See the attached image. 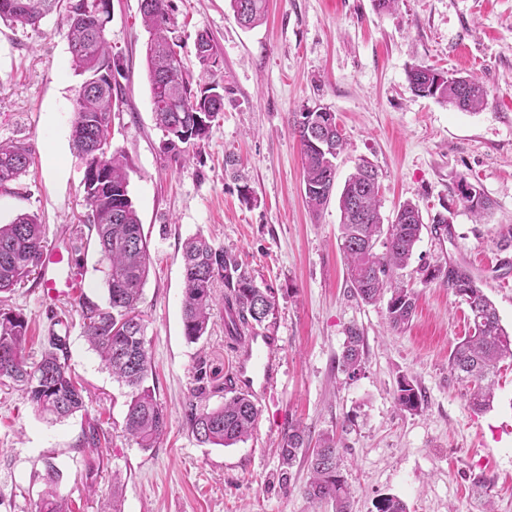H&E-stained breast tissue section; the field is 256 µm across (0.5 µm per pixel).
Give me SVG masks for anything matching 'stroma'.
I'll return each instance as SVG.
<instances>
[{"mask_svg":"<svg viewBox=\"0 0 512 512\" xmlns=\"http://www.w3.org/2000/svg\"><path fill=\"white\" fill-rule=\"evenodd\" d=\"M171 7L188 69L199 70L194 42L205 29L224 76L223 112L181 158L166 150L155 125L140 0H112L106 27L121 60L111 144L128 161L129 196L150 251L139 305L152 358L147 384L169 417L166 433L146 450L123 431L127 388L83 337L82 304L106 307L108 294L85 221L84 165L72 148L81 79L70 66L63 15L36 29L0 23V143L22 141L33 154L25 175L0 186V222L37 216L46 248L68 249L86 284L81 298L51 301L36 272L0 296V306L27 317L31 362L49 336L63 337L66 362L87 389L83 411L52 421L0 383V512H35L48 459L73 512H99L114 496L121 512H334L332 503L305 497V467L280 475L277 446L292 426L336 436L351 512H375L387 495L408 512H512V359L499 364L490 408L473 412L471 384L448 365L454 344L471 331L469 308L420 271L467 266L512 333V248H500L512 232V0H399L384 13L372 0H269L266 19L249 29L236 22L229 0H171ZM416 65L478 76L486 106L461 112L415 95L407 73ZM316 107L335 113L345 140L337 184L365 159L380 174L384 219L409 201L424 220H448L446 239L423 232L396 272L416 297L404 327L391 328L386 301L367 304L351 292L337 202L317 215L306 204L300 144L288 120ZM230 155L237 165L226 164ZM464 181L493 200L485 217L464 207ZM243 185L250 199L242 198ZM197 234L253 269L276 300L268 333L277 381L257 400L247 440L226 448L200 443L190 427L192 412L223 402L243 350L224 330L220 301L199 341L184 335L181 246ZM352 325L363 333L364 354L351 378L337 359ZM403 375L425 397L420 412L395 400ZM91 431L99 448L84 443ZM481 473L492 480L485 493L472 485Z\"/></svg>","mask_w":512,"mask_h":512,"instance_id":"stroma-1","label":"stroma"}]
</instances>
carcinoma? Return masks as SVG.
I'll list each match as a JSON object with an SVG mask.
<instances>
[{
    "mask_svg": "<svg viewBox=\"0 0 512 512\" xmlns=\"http://www.w3.org/2000/svg\"><path fill=\"white\" fill-rule=\"evenodd\" d=\"M229 2L244 27L254 26L265 17L267 0ZM111 7L112 0H0V20L35 29L51 13L59 9L65 12L71 67L84 77L75 103L72 145L85 164L82 186L87 223L95 231L106 264L108 291L107 307L81 306L84 335L103 366L130 389L125 432L138 447L146 449L154 447L166 432L168 415L146 386L151 365L138 307L148 275L149 246L129 197L126 159L110 150L112 111L119 101L112 76L120 70V61L112 55L105 37ZM140 11L149 33L145 60L152 111L156 124L166 133L167 149L178 155L182 146L207 138L211 123L224 110V84L217 79V45L208 32L198 35L195 56L201 72L195 78L175 51L177 22L171 0H141ZM433 72L428 66L410 71L409 82L416 95L463 112L485 104L487 92L476 77L454 74L437 84L430 77ZM311 115L307 109L294 112L289 126L301 146L305 200L317 214L336 191V159L344 139L334 127L325 130L320 146H313L303 122ZM31 163V150L25 144L0 143V186L26 173ZM460 195L464 207L477 216L494 208V202L472 185ZM380 207L378 171L364 160L345 181L339 197L340 249L354 295L372 304L390 293L389 323L399 328L411 320L415 298L410 288L394 280V273L409 264L425 223L418 206L407 202L385 225ZM379 245L381 252L377 251ZM44 249V227L36 216L21 214L9 224H0V294L13 290L38 268ZM182 264V319L188 340L195 342L207 332L214 288L219 282L224 285V329L239 343L274 315L272 289L255 287L251 270L203 237L184 242ZM425 278L443 280L469 307L473 333L453 347L449 366L458 379L475 382L469 406L480 413L493 399L498 363L512 357V336L502 327L495 306L467 267L450 263L446 268H428ZM28 333L29 321L22 313L0 308V380L6 378L20 386L40 414L56 420L82 409L83 387L58 354L63 344L56 338L48 339L41 359L31 364L26 354ZM363 346L362 331L349 327L337 363L352 378L360 371ZM228 392L232 396L224 398L222 404L191 414V430L199 442L229 447L244 441L254 428L259 409L251 395L231 386ZM396 402L403 410L418 412L424 396L403 376ZM278 455L284 476L299 456L306 458L310 469L304 487L307 499L331 501L335 512H349L350 491L339 468L335 437L325 434L313 444L304 429L291 427L281 439ZM59 477L54 462L46 460L47 490L39 502V512H71L66 499L57 493ZM375 509L407 512L406 503L394 495L380 498Z\"/></svg>",
    "mask_w": 512,
    "mask_h": 512,
    "instance_id": "carcinoma-1",
    "label": "carcinoma"
}]
</instances>
